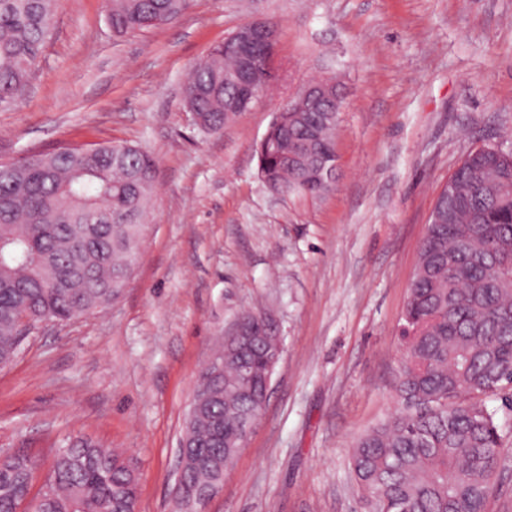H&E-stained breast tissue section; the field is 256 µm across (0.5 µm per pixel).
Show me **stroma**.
<instances>
[{"label": "stroma", "mask_w": 512, "mask_h": 512, "mask_svg": "<svg viewBox=\"0 0 512 512\" xmlns=\"http://www.w3.org/2000/svg\"><path fill=\"white\" fill-rule=\"evenodd\" d=\"M278 29L283 73L201 136L187 72L237 25ZM335 76L336 183L271 193L256 147L308 81ZM128 142L157 163L139 262L118 298L46 322L0 367V452L50 463L77 438L132 455L138 512H178L179 441L198 373L245 312L282 352L269 399L205 512H364L356 439L400 407L402 314L429 213L473 146L512 150V0H193L116 39L105 0H60L26 95L0 109V158ZM508 462L512 412L488 400Z\"/></svg>", "instance_id": "stroma-1"}]
</instances>
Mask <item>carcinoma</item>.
<instances>
[{"label": "carcinoma", "mask_w": 512, "mask_h": 512, "mask_svg": "<svg viewBox=\"0 0 512 512\" xmlns=\"http://www.w3.org/2000/svg\"><path fill=\"white\" fill-rule=\"evenodd\" d=\"M191 0H107L113 35L165 25ZM59 0H0V108L27 89ZM238 65L227 40L193 67L183 90L196 128L217 133L236 116L226 79ZM337 120L287 112L259 146V171L282 194L332 190L316 172V148L333 149ZM63 146L24 161L0 162V366L20 351L21 318L37 325L104 309L120 294L156 194V161L127 144ZM106 211L112 223L87 224ZM408 337L396 382L402 408L355 442L350 465L367 512H488L503 465L502 434L486 399L512 412V152L471 150L439 196L421 243L403 314ZM279 336H234L200 372L203 408L187 419L184 480L224 483L216 462L235 455L244 425L261 414L255 399L265 358ZM37 462L0 455V512H137L132 459L77 440L58 449L27 499Z\"/></svg>", "instance_id": "1"}]
</instances>
